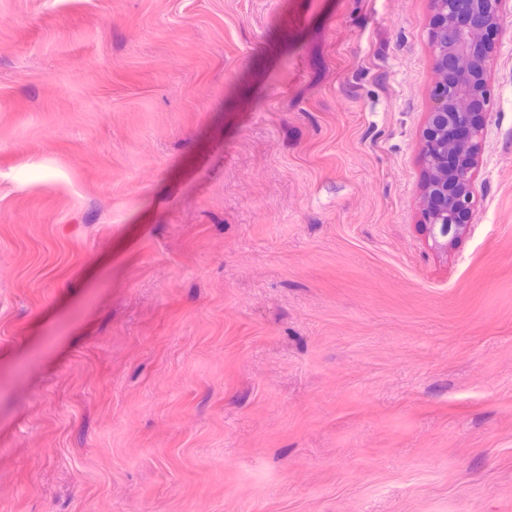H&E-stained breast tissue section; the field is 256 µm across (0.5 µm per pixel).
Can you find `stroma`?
<instances>
[{
  "label": "stroma",
  "instance_id": "1",
  "mask_svg": "<svg viewBox=\"0 0 512 512\" xmlns=\"http://www.w3.org/2000/svg\"><path fill=\"white\" fill-rule=\"evenodd\" d=\"M430 17L0 0V512H512V9L444 251Z\"/></svg>",
  "mask_w": 512,
  "mask_h": 512
}]
</instances>
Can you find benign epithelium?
<instances>
[{"instance_id": "7a95c632", "label": "benign epithelium", "mask_w": 512, "mask_h": 512, "mask_svg": "<svg viewBox=\"0 0 512 512\" xmlns=\"http://www.w3.org/2000/svg\"><path fill=\"white\" fill-rule=\"evenodd\" d=\"M505 0H432L437 36L433 68L452 72L448 90L433 100L422 130L425 150H436L444 164L427 165L423 216L432 236L446 238L464 228L471 213L472 171L483 119H472L481 101L496 52Z\"/></svg>"}]
</instances>
